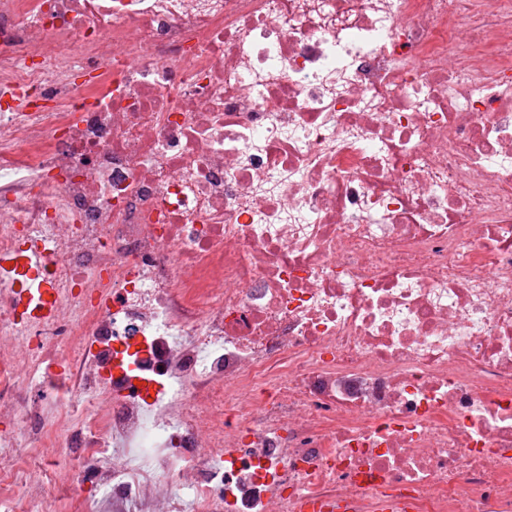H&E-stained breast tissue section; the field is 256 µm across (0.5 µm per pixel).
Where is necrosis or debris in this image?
<instances>
[{"label": "necrosis or debris", "instance_id": "1", "mask_svg": "<svg viewBox=\"0 0 512 512\" xmlns=\"http://www.w3.org/2000/svg\"><path fill=\"white\" fill-rule=\"evenodd\" d=\"M23 445L92 512H512V0H0V487L58 512Z\"/></svg>", "mask_w": 512, "mask_h": 512}]
</instances>
